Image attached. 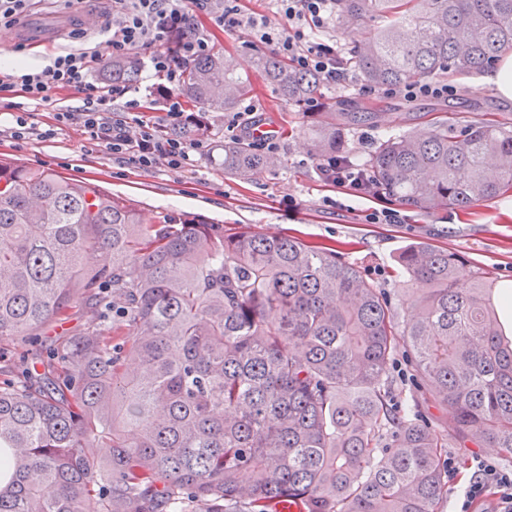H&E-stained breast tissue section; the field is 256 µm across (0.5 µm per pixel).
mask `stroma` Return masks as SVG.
Here are the masks:
<instances>
[{"label": "stroma", "mask_w": 512, "mask_h": 512, "mask_svg": "<svg viewBox=\"0 0 512 512\" xmlns=\"http://www.w3.org/2000/svg\"><path fill=\"white\" fill-rule=\"evenodd\" d=\"M245 39L241 31L230 34L217 29L212 35L216 49H228L238 59L242 74L251 83L249 98L262 103L264 118L277 127L281 146L273 162L248 178H236L224 171V115L220 112L205 115L212 128L207 140L215 146L213 156L202 157L195 166L183 170L119 169L105 150L88 148L75 126L46 140L34 137L17 142L8 134H1L0 159L8 158L73 180L95 182L132 203L151 224L194 216L223 225L229 232L247 226L268 236L297 237L334 246L344 261L358 266L390 297L400 315L413 296L397 277L394 259L400 248L412 241L423 240L463 255L480 265L498 284L512 288V191L480 203L468 215L443 209L428 215L408 213L402 224L366 223L363 210L384 209L386 201H364L324 184L316 171L319 157L311 148L312 115L280 98L255 69V53L244 49ZM447 81L457 88L450 112L437 108L429 99L409 102L384 97L358 76L345 88L322 87L317 97L327 108L335 101L351 99L373 111L387 113V123L359 126L348 135L349 156L359 164L387 135L425 129L432 118L512 122V100L502 97L479 76L451 75ZM391 375L398 390L396 410H404L410 398H418L420 416L439 434H447V410L419 389L405 355L395 357Z\"/></svg>", "instance_id": "35a3bbf8"}]
</instances>
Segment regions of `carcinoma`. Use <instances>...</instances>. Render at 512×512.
<instances>
[{"label":"carcinoma","mask_w":512,"mask_h":512,"mask_svg":"<svg viewBox=\"0 0 512 512\" xmlns=\"http://www.w3.org/2000/svg\"><path fill=\"white\" fill-rule=\"evenodd\" d=\"M365 13L383 24L347 65L373 86L479 73L512 49V0H336L340 28ZM256 65L290 105L319 90L277 56ZM140 70L131 57L109 78ZM180 92L224 112L251 84L215 51ZM383 119L324 112L314 150L344 157L348 130ZM264 163L224 142L227 174ZM366 169L412 212L467 211L512 190V124L390 135ZM464 262L405 245L396 273L423 288L400 320L334 248L195 218L145 224L96 183L0 161V342L95 313L0 379V512H437L446 442L390 410L399 352L455 439L512 453V341L495 284L480 269L459 278Z\"/></svg>","instance_id":"carcinoma-1"}]
</instances>
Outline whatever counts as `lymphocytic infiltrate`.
Returning <instances> with one entry per match:
<instances>
[{
  "label": "lymphocytic infiltrate",
  "instance_id": "1",
  "mask_svg": "<svg viewBox=\"0 0 512 512\" xmlns=\"http://www.w3.org/2000/svg\"><path fill=\"white\" fill-rule=\"evenodd\" d=\"M275 17L244 15L240 0H112L111 15L102 18L97 46L84 47L87 33H71L72 48L54 53L40 69L15 66L0 71V95L10 96L6 108L13 122L12 138L24 140L33 134L54 137L58 130L79 127L88 144L112 155L120 166L150 171L164 166L181 170L193 166L205 149L203 138L184 140L161 134V125L179 127L193 122L179 89L184 68L213 49L206 30L196 20L207 17L229 32L248 30V46H267L296 69L318 76L328 86H348L352 80L344 64L342 48L329 28L336 16V0H274ZM140 55L149 83L146 89L112 85L99 80V72L112 62ZM75 91L77 109L62 106L53 127L36 130L30 121V105H43L53 91ZM160 107L159 120L146 118L145 97ZM322 179L341 193L366 199L376 191L366 173L354 166H341L333 158L318 165ZM448 479L461 484L455 512H473L475 503L491 500V512H512V470L495 466L483 455H472L466 467L456 458L447 462ZM470 470L461 481V470Z\"/></svg>",
  "mask_w": 512,
  "mask_h": 512
}]
</instances>
